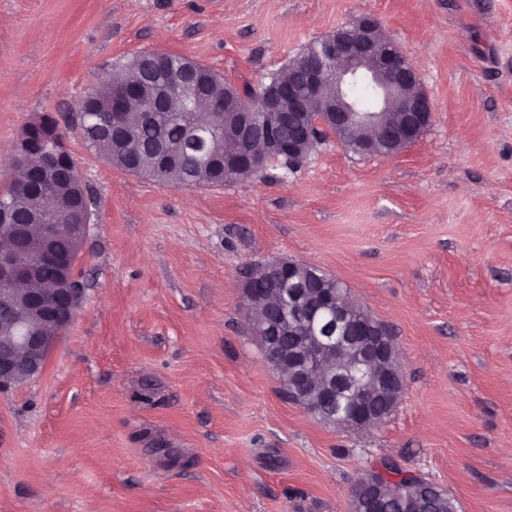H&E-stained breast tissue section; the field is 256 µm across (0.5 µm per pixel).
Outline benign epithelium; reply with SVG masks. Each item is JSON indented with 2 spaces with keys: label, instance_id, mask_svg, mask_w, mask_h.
I'll return each mask as SVG.
<instances>
[{
  "label": "benign epithelium",
  "instance_id": "obj_1",
  "mask_svg": "<svg viewBox=\"0 0 512 512\" xmlns=\"http://www.w3.org/2000/svg\"><path fill=\"white\" fill-rule=\"evenodd\" d=\"M380 31L370 19L360 25L340 27L332 34L321 53L303 64L304 82L297 87L280 84L267 90L247 105L226 99L212 103L214 112H231L233 123L224 128V139L235 143L224 164L238 168L263 166L264 152L275 149L282 155L296 157L315 140L321 123L309 119L308 99L321 94L328 84L327 75L336 71L334 95L325 105L333 113L336 126L350 127L361 135L378 130L387 123L386 115L400 112L402 128H426L434 121V105L422 90L413 63L397 43L385 39L377 44ZM365 81L377 92L379 106L371 111L359 109L349 95L351 85ZM300 114L298 137L282 144L266 137L264 150L255 146L253 132L261 126L266 131L288 113ZM41 138L51 161L44 165L39 178L51 190L57 181L55 161H71L58 126L41 120L31 123L18 138L12 163L18 164ZM39 233V246L24 250L22 239L31 229ZM62 226L42 218L37 224H13L7 209L0 208V392L26 384L44 371L47 356L63 330L72 321L81 300L78 288H29L41 265L52 255V245ZM302 264L278 260L267 266L278 279V286L295 284ZM311 290L295 288L288 298V327L302 335V345L293 352L275 348L263 350L270 369L278 376H288V390L303 398L299 405L314 413L323 404L337 403L338 418L357 429H377L388 419L399 397L393 394L403 386L402 365L397 344L374 333V321L367 314L358 321L361 336L351 342L338 335L349 321L352 301L341 283L334 288H318L314 300Z\"/></svg>",
  "mask_w": 512,
  "mask_h": 512
}]
</instances>
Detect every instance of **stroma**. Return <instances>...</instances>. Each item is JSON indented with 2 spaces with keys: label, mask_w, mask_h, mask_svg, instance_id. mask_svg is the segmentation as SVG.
Returning <instances> with one entry per match:
<instances>
[{
  "label": "stroma",
  "mask_w": 512,
  "mask_h": 512,
  "mask_svg": "<svg viewBox=\"0 0 512 512\" xmlns=\"http://www.w3.org/2000/svg\"><path fill=\"white\" fill-rule=\"evenodd\" d=\"M375 19L433 124L395 156L328 136L300 168L163 185L72 116L144 51L237 89ZM53 118L89 189L81 304L32 382L0 394V512H350L391 463L458 512H512V0H0V189ZM299 260L396 336L398 405L347 432L285 400L245 318L247 272Z\"/></svg>",
  "instance_id": "35a3bbf8"
}]
</instances>
